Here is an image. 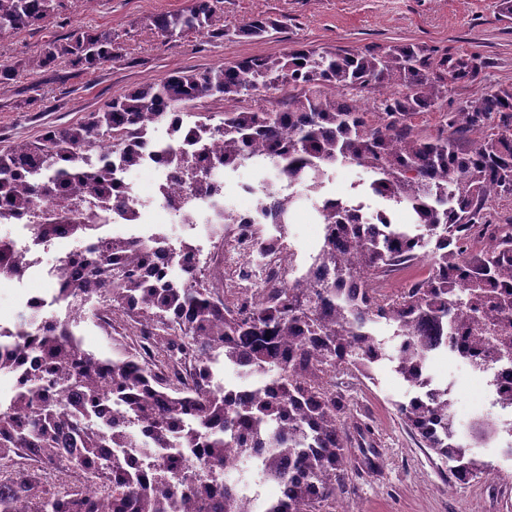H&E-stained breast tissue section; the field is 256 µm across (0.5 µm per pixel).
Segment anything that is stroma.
Here are the masks:
<instances>
[{
    "label": "stroma",
    "mask_w": 512,
    "mask_h": 512,
    "mask_svg": "<svg viewBox=\"0 0 512 512\" xmlns=\"http://www.w3.org/2000/svg\"><path fill=\"white\" fill-rule=\"evenodd\" d=\"M191 0H61L43 27L0 34V64L32 56L48 40L78 26L108 28L121 48V62L94 73H78L55 63L54 74L22 77L18 86L0 89V148L35 136L46 126L66 125L98 110L113 97L159 81L170 73L202 70L255 54L290 48L361 49L412 43L441 53L475 54L482 63L479 79L452 85L449 108H457L479 91L512 87V17L499 0H219L220 26L235 28L263 15L278 28L263 41L246 38L210 41L200 34L165 40L154 20L187 10ZM355 166L332 170L327 191L340 198L363 200L371 212L387 208L363 183ZM434 380L453 387L458 424L480 410L484 388L468 366L450 356L435 360ZM336 389L351 416L366 422L377 438L378 468L367 469L359 448L335 512H512V457L483 449L489 473L460 485L450 481L448 466L422 447L396 412L405 385L391 365L372 377L341 372Z\"/></svg>",
    "instance_id": "1"
}]
</instances>
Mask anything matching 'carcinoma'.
Segmentation results:
<instances>
[{"mask_svg":"<svg viewBox=\"0 0 512 512\" xmlns=\"http://www.w3.org/2000/svg\"><path fill=\"white\" fill-rule=\"evenodd\" d=\"M55 8L56 0H0V33L38 27ZM154 24L165 38L253 41L277 27L260 15L232 31L218 27L214 0H193ZM121 59L111 30L76 28L34 56L0 64V88L58 61L91 73ZM476 79L475 56H438L423 45L293 48L174 73L0 150V223L35 216L38 242L60 233L90 241L56 264L59 297L79 307L103 293L113 312L154 327L134 342L107 329L112 350L101 355L74 336L80 313L34 332L30 323L18 326V336L29 337L24 346L0 336V375L18 378L29 354L37 367L0 407V466L22 452L60 470L54 483L16 471L0 483V512H99L83 491L84 476L109 500L108 512H322L343 491L350 466L336 373L369 376L385 361L408 387L400 416L423 447L451 463L450 477L465 482L488 467L459 442L448 389L434 387L428 373L438 353L481 348L497 359L512 352V224L496 223L490 210L512 196V87L448 110V83ZM286 85L296 94L284 110L237 105ZM365 89L376 94L371 110L355 99ZM209 100L235 106L217 124L207 115L179 127L189 103ZM416 112H440L448 128L480 137L466 150L448 136L417 134L406 124ZM160 123L197 143L192 154L165 157L197 195L220 193L209 172L234 170L254 153L269 154L275 178L291 183L347 162L374 176L376 195L409 207L417 233L384 210L366 224L336 201L320 210L315 262L331 272L328 279L228 300L218 281L188 263L174 278L151 265L162 260L157 244L101 238L102 214L124 198L112 159L87 165L113 137L121 165L139 168L144 132ZM45 199L52 210L38 217ZM478 238L485 247L474 250ZM421 259L428 274L398 294L371 288ZM23 272L10 243L0 241V278ZM381 322L393 329L386 344L371 335ZM112 405L122 408L116 419L104 415ZM353 430L360 447H373L370 427L356 422ZM101 448L115 452L106 457ZM122 448H185L206 463L200 468L187 455L139 467Z\"/></svg>","mask_w":512,"mask_h":512,"instance_id":"cac0c4a2","label":"carcinoma"}]
</instances>
